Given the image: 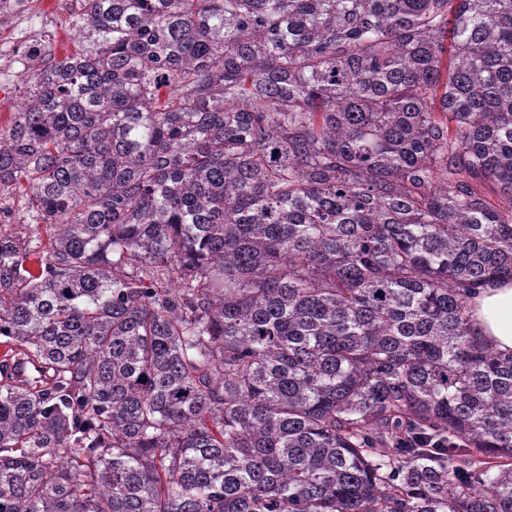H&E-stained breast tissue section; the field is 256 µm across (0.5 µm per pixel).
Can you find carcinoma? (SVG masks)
Segmentation results:
<instances>
[{"label": "carcinoma", "instance_id": "cac0c4a2", "mask_svg": "<svg viewBox=\"0 0 512 512\" xmlns=\"http://www.w3.org/2000/svg\"><path fill=\"white\" fill-rule=\"evenodd\" d=\"M72 25L0 127V512H512V0ZM471 324L478 339L501 352H512V281L495 279L470 301Z\"/></svg>", "mask_w": 512, "mask_h": 512}]
</instances>
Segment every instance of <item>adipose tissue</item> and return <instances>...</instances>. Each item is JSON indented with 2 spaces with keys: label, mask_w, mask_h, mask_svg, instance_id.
Here are the masks:
<instances>
[{
  "label": "adipose tissue",
  "mask_w": 512,
  "mask_h": 512,
  "mask_svg": "<svg viewBox=\"0 0 512 512\" xmlns=\"http://www.w3.org/2000/svg\"><path fill=\"white\" fill-rule=\"evenodd\" d=\"M471 324L478 339L501 352H512V280L495 279L470 301Z\"/></svg>",
  "instance_id": "adipose-tissue-1"
}]
</instances>
